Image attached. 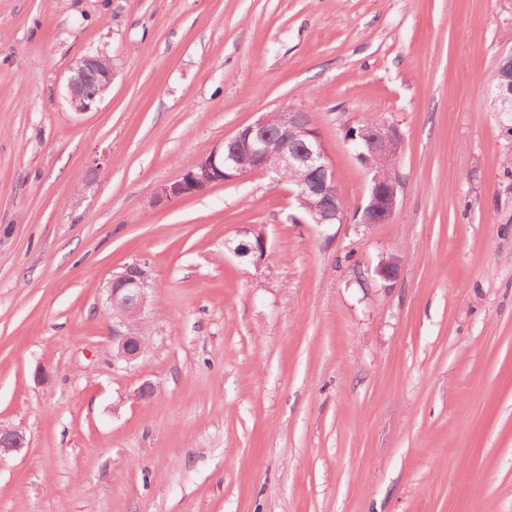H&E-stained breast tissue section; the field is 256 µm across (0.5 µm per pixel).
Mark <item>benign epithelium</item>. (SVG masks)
Wrapping results in <instances>:
<instances>
[{
  "label": "benign epithelium",
  "mask_w": 512,
  "mask_h": 512,
  "mask_svg": "<svg viewBox=\"0 0 512 512\" xmlns=\"http://www.w3.org/2000/svg\"><path fill=\"white\" fill-rule=\"evenodd\" d=\"M116 76V66L105 53L81 57L70 69L66 82V99L81 115L91 111L106 96ZM500 82L495 86L496 111L512 115V53L503 57L497 69ZM278 122L269 127L263 115L253 123L224 138L223 145L205 153L199 162L180 179L163 186L159 198L173 200L197 196L213 185L236 180L246 174H271L275 169L269 159L276 157L278 167L301 168L308 179L298 199L313 197L318 207L307 209L313 224H341L344 209L330 207L326 198L335 185V171L330 164L324 143L305 113L282 109ZM402 134L393 124L378 122L364 140L365 150L358 159L371 174L368 200L357 210V223L384 224L394 215L398 203L399 181L395 174L385 177L376 173L372 160L401 147ZM153 284L143 263L134 261L122 271L112 274L106 285V305L112 316V365H130L147 349L144 325L150 318L149 297ZM28 445L22 428L0 423V458L19 453Z\"/></svg>",
  "instance_id": "7a95c632"
}]
</instances>
